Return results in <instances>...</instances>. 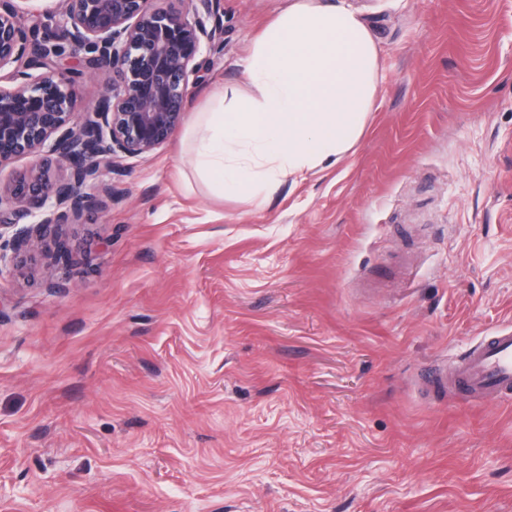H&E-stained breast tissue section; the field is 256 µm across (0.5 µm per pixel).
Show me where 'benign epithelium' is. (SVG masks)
Segmentation results:
<instances>
[{"mask_svg": "<svg viewBox=\"0 0 512 512\" xmlns=\"http://www.w3.org/2000/svg\"><path fill=\"white\" fill-rule=\"evenodd\" d=\"M44 2L0 0V82H8L0 85V173L31 160L0 183V229H15L19 275L42 254L68 260L61 228L101 204L87 187L114 158L168 142L219 30L213 0H63L54 30L41 28L53 15ZM66 43L87 68L112 73L91 107L80 95V70L61 64ZM52 160L65 177L50 174Z\"/></svg>", "mask_w": 512, "mask_h": 512, "instance_id": "obj_1", "label": "benign epithelium"}]
</instances>
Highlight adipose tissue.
Listing matches in <instances>:
<instances>
[{
  "mask_svg": "<svg viewBox=\"0 0 512 512\" xmlns=\"http://www.w3.org/2000/svg\"><path fill=\"white\" fill-rule=\"evenodd\" d=\"M369 13L351 0H288L243 61L249 93L223 91L193 114L186 136L208 188L255 198L355 155L377 93Z\"/></svg>",
  "mask_w": 512,
  "mask_h": 512,
  "instance_id": "ef3b65f1",
  "label": "adipose tissue"
}]
</instances>
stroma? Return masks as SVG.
<instances>
[{
  "instance_id": "1",
  "label": "stroma",
  "mask_w": 512,
  "mask_h": 512,
  "mask_svg": "<svg viewBox=\"0 0 512 512\" xmlns=\"http://www.w3.org/2000/svg\"><path fill=\"white\" fill-rule=\"evenodd\" d=\"M286 3L218 0L191 108L248 91ZM375 35L346 163L221 197L177 133L118 159L67 264L0 270V512H512V401L416 381L512 326V0Z\"/></svg>"
}]
</instances>
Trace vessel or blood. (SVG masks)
<instances>
[{"instance_id": "obj_1", "label": "vessel or blood", "mask_w": 512, "mask_h": 512, "mask_svg": "<svg viewBox=\"0 0 512 512\" xmlns=\"http://www.w3.org/2000/svg\"><path fill=\"white\" fill-rule=\"evenodd\" d=\"M436 381L467 398L490 394L512 399V328L486 336L452 370L437 374Z\"/></svg>"}]
</instances>
